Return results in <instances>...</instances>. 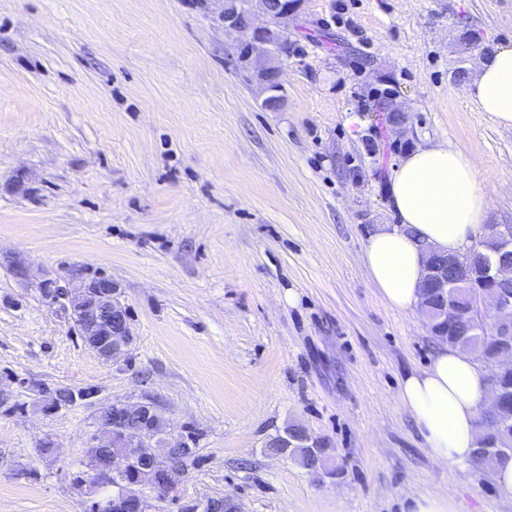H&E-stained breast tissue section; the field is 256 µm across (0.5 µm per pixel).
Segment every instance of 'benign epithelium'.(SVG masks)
<instances>
[{
	"mask_svg": "<svg viewBox=\"0 0 512 512\" xmlns=\"http://www.w3.org/2000/svg\"><path fill=\"white\" fill-rule=\"evenodd\" d=\"M296 10L286 9L278 16L267 17V24L259 25L255 17L239 9L224 10V31L247 36L252 45V55L262 57L269 51L265 30L294 15ZM389 110L394 112L388 122L396 134H403L411 123V114L392 101ZM492 245L472 247L464 252H445L429 243L422 244L426 254L418 309L435 336L448 340L451 346L465 352L469 337L484 330L489 314L482 297V289L496 290L494 310L497 315L492 332L493 347L482 362L489 370L488 385L491 392L489 405L483 410L479 427L484 446L476 453L484 455L493 450L491 436L506 425L503 398L497 385L498 373L512 365V226L491 225ZM43 299L50 305L62 308L70 319L80 320L85 335L92 337L89 349L105 361H113L127 352L132 332L119 296L120 289L112 278L101 273H91L83 268L74 269L67 277L45 280L40 284ZM41 398L43 409L58 411L78 402L96 401L97 395L87 398L81 390L51 387L44 383L28 382ZM160 406L153 401H112L98 407L96 417L108 415L107 423L112 432L126 439L128 449L123 458L112 459L108 471L92 470L93 480L107 488L112 477L133 470L141 458L149 457L152 468L160 480L153 484L133 482L125 485L113 496H103L91 502L88 512H154L155 502L163 500L185 475L192 462L190 443L184 434L173 435L159 432L152 421ZM139 418L131 429L128 421ZM298 441L304 448L317 447V440L303 428L295 434L283 432L270 438L266 447L271 455H284L292 442ZM199 504L188 502L181 512H198ZM203 512H242L240 503L233 497H212L206 501Z\"/></svg>",
	"mask_w": 512,
	"mask_h": 512,
	"instance_id": "7a95c632",
	"label": "benign epithelium"
}]
</instances>
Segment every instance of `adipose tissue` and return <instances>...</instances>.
Here are the masks:
<instances>
[{
	"instance_id": "ef3b65f1",
	"label": "adipose tissue",
	"mask_w": 512,
	"mask_h": 512,
	"mask_svg": "<svg viewBox=\"0 0 512 512\" xmlns=\"http://www.w3.org/2000/svg\"><path fill=\"white\" fill-rule=\"evenodd\" d=\"M464 93L499 125L512 126V45L481 56ZM389 202L398 224L368 237L363 263L386 302L408 311L419 300L421 243L453 252L477 238L487 220L488 197L478 185L473 158L437 145L415 149L400 161ZM400 399L435 461L470 462L479 440L476 418L489 400L486 372L472 356L440 347L425 370L402 381Z\"/></svg>"
}]
</instances>
